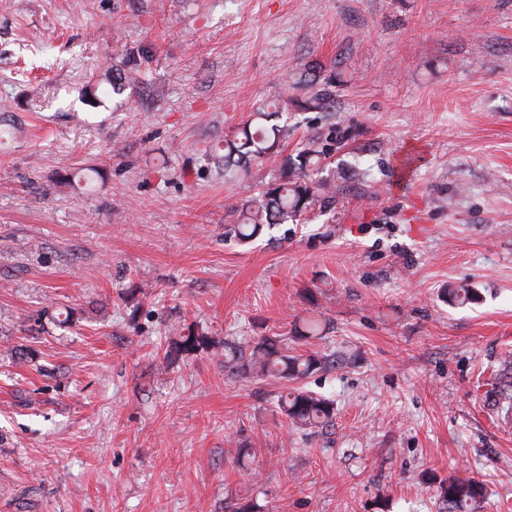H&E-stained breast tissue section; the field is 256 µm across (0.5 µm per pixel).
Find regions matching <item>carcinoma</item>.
<instances>
[{"instance_id":"obj_1","label":"carcinoma","mask_w":512,"mask_h":512,"mask_svg":"<svg viewBox=\"0 0 512 512\" xmlns=\"http://www.w3.org/2000/svg\"><path fill=\"white\" fill-rule=\"evenodd\" d=\"M146 80V74L136 63L126 62L112 70V89L128 81ZM314 92L305 100L277 98L253 113L239 124L235 133L209 147L201 156L204 168L215 169L226 175L247 170L252 163L269 164L277 176L266 184L258 196L227 205L238 215L231 233L246 242L264 230L278 224H297L316 204L331 201L336 194L333 184L317 178L326 148L320 137H311L297 153L286 155L281 143L288 137V128L275 123L279 113L288 111L292 103L300 110H321L331 97L329 80L315 78L307 82ZM320 333L316 320H308L291 329L292 337L310 339ZM205 336H179L164 353V360L171 361L183 352L207 348ZM286 336H260L249 342L224 341V368L231 375L253 376L258 379L274 377L286 381L305 378L322 365L321 358L313 353L290 355L285 346ZM278 413L293 428H313L329 422L333 405L327 398L301 389H289L278 395ZM439 498L445 512H475L484 490L473 478L451 476L439 482Z\"/></svg>"}]
</instances>
